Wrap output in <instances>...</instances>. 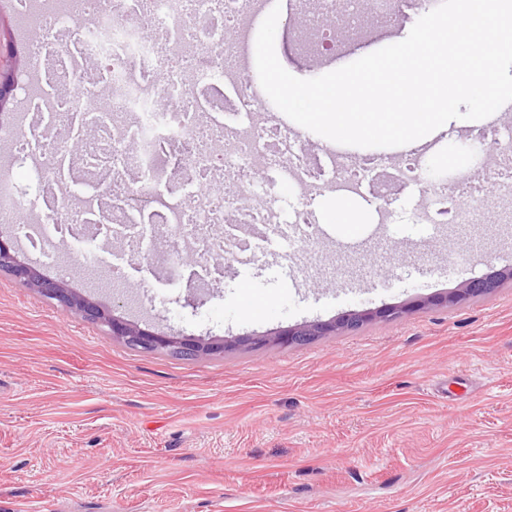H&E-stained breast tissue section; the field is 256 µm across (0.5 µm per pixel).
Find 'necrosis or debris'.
<instances>
[{"label":"necrosis or debris","mask_w":512,"mask_h":512,"mask_svg":"<svg viewBox=\"0 0 512 512\" xmlns=\"http://www.w3.org/2000/svg\"><path fill=\"white\" fill-rule=\"evenodd\" d=\"M421 0H292L291 46L301 57L324 55L326 18L338 21L335 47L374 37L372 16L395 22ZM16 14L33 38L38 65L21 85L24 127L10 136L15 167L0 172V224L15 225L21 241L47 261L56 245H80L81 266L96 267L99 245L124 243L129 255L146 251L154 226L166 229L169 258L187 247L230 260L250 246L218 236L223 224L268 231L293 224L308 236L311 204L329 189L352 195L373 184L381 218L401 186L420 185V224L477 220L475 205L448 210L445 186L423 182L425 154L402 165L349 162L329 152L335 175L320 180L301 140L282 121L252 69L253 22L270 0H16ZM85 141L80 157L64 145ZM31 174L35 197L18 190L17 170ZM512 202V135L496 138L481 168L456 188L469 193L484 173ZM284 185L303 207L285 211L271 194ZM32 220L19 222L22 212Z\"/></svg>","instance_id":"4bbe7bcc"}]
</instances>
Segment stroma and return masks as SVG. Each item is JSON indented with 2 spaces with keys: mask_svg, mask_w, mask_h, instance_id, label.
Returning a JSON list of instances; mask_svg holds the SVG:
<instances>
[{
  "mask_svg": "<svg viewBox=\"0 0 512 512\" xmlns=\"http://www.w3.org/2000/svg\"><path fill=\"white\" fill-rule=\"evenodd\" d=\"M418 13L327 63L275 51L309 79L405 39ZM31 70L0 0V66ZM478 224H416L406 185L392 223L358 243L329 224L310 249L269 236L211 283L171 277L167 249L93 287L27 249L50 280L140 327L233 342L221 355L144 353L0 272V512H512V285L304 345H249L443 294L512 267V223L485 181Z\"/></svg>",
  "mask_w": 512,
  "mask_h": 512,
  "instance_id": "stroma-1",
  "label": "stroma"
}]
</instances>
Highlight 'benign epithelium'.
<instances>
[{"label":"benign epithelium","mask_w":512,"mask_h":512,"mask_svg":"<svg viewBox=\"0 0 512 512\" xmlns=\"http://www.w3.org/2000/svg\"><path fill=\"white\" fill-rule=\"evenodd\" d=\"M14 242L0 240V272L9 273L22 285L32 288L44 297L56 300L70 311L108 327L110 334L126 344L144 351L166 349L191 356L221 354L231 345L221 342H205L201 339L184 338L143 329L125 322L100 307L85 296L74 293L63 282L43 278L36 268L21 261ZM506 282H512V268L501 269L492 275L471 280L444 295L424 297L377 311H353L330 322H316L290 327L275 333L274 342L282 345L302 344L319 336L340 335L352 332L377 319L394 320L404 314L433 307H459L470 300L490 293Z\"/></svg>","instance_id":"obj_1"}]
</instances>
